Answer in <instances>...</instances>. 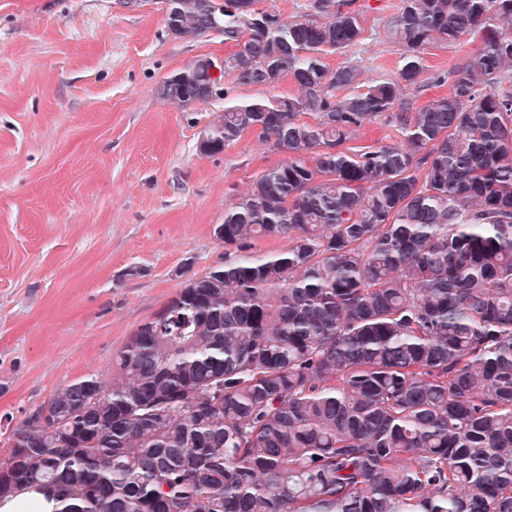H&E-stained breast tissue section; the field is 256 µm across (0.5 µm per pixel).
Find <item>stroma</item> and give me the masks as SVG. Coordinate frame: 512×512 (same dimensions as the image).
<instances>
[{
  "instance_id": "obj_1",
  "label": "stroma",
  "mask_w": 512,
  "mask_h": 512,
  "mask_svg": "<svg viewBox=\"0 0 512 512\" xmlns=\"http://www.w3.org/2000/svg\"><path fill=\"white\" fill-rule=\"evenodd\" d=\"M355 4L366 38L327 66L395 77L385 24L400 0ZM228 51L216 32L172 35L161 0H0V418L108 376L134 329L222 261L225 205L280 157L253 135L206 155L200 136L225 105L295 87L229 83L187 107L158 88Z\"/></svg>"
}]
</instances>
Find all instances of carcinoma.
<instances>
[{"mask_svg":"<svg viewBox=\"0 0 512 512\" xmlns=\"http://www.w3.org/2000/svg\"><path fill=\"white\" fill-rule=\"evenodd\" d=\"M164 3L176 36L233 51L219 79L197 61L160 96L289 77L295 95L207 127L213 154L251 133L283 159L225 207L214 234L234 252L137 326L108 379L10 431L0 498L38 484L58 512H512V0H400L397 75L343 97L359 65L323 58L364 40L350 0L295 20L261 0ZM478 36L422 79L430 45ZM380 116L398 142L346 147ZM281 236L283 253L250 251Z\"/></svg>","mask_w":512,"mask_h":512,"instance_id":"obj_1","label":"carcinoma"}]
</instances>
